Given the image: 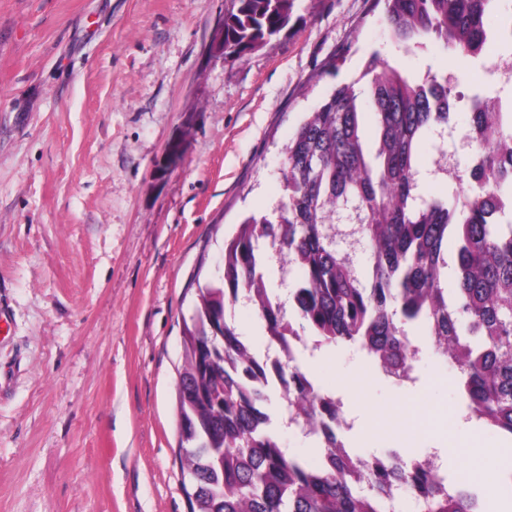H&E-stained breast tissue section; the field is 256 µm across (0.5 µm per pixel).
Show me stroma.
Returning a JSON list of instances; mask_svg holds the SVG:
<instances>
[{
	"label": "stroma",
	"instance_id": "35a3bbf8",
	"mask_svg": "<svg viewBox=\"0 0 512 512\" xmlns=\"http://www.w3.org/2000/svg\"><path fill=\"white\" fill-rule=\"evenodd\" d=\"M231 0H0V512H189L179 461L182 332L224 240L274 212L294 127L372 55L512 102L482 61L408 48L376 0H297L244 59L211 57ZM465 115L423 146L420 183L457 185ZM301 368L341 397V437L404 461L456 439L441 472L512 440L463 422L461 377L423 346L401 382L346 345Z\"/></svg>",
	"mask_w": 512,
	"mask_h": 512
}]
</instances>
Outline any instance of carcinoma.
<instances>
[{
  "mask_svg": "<svg viewBox=\"0 0 512 512\" xmlns=\"http://www.w3.org/2000/svg\"><path fill=\"white\" fill-rule=\"evenodd\" d=\"M296 0H232L224 13V59L259 50L291 22ZM391 38L479 57L489 20L502 0H383ZM354 84L336 86L288 142L277 215L247 216L224 243L222 275L198 289L192 322L183 330L177 385L179 458L192 491L190 512H387L405 485L420 512H484L469 488L397 453L359 470L336 433L329 393L315 390L301 369L263 358L228 320L226 308L246 294L273 347L315 337V346L346 343L383 372L406 379L420 352L405 326L460 372L468 418L512 435V111L487 95L471 96L475 133L469 182L443 195L418 193L424 141L454 127L445 101L456 99L448 76L412 82L386 61L371 59ZM373 114L374 150L365 147L362 116ZM356 220L368 269L359 276L336 248V219ZM457 275L448 288V243ZM296 270L298 324L265 284L267 251ZM309 433L324 444L309 462L283 447L266 411L276 381Z\"/></svg>",
  "mask_w": 512,
  "mask_h": 512,
  "instance_id": "cac0c4a2",
  "label": "carcinoma"
}]
</instances>
